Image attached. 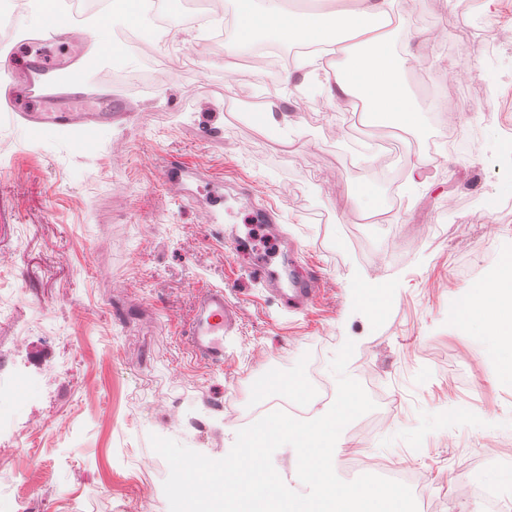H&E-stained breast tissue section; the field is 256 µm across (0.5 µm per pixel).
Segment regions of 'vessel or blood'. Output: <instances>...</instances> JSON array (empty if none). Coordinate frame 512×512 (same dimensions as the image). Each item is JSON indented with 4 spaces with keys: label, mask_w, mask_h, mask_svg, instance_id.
Returning a JSON list of instances; mask_svg holds the SVG:
<instances>
[{
    "label": "vessel or blood",
    "mask_w": 512,
    "mask_h": 512,
    "mask_svg": "<svg viewBox=\"0 0 512 512\" xmlns=\"http://www.w3.org/2000/svg\"><path fill=\"white\" fill-rule=\"evenodd\" d=\"M40 35L43 40L63 41L71 46L70 56L60 63L61 68L67 69L69 73L68 80L48 83V69L43 60L37 57L26 59L20 64L9 56L0 58V111H12L22 93L34 100L64 101L66 109L54 112L50 117L31 112L26 114L25 119L29 126L41 127L48 124L54 131L65 133L73 123L70 104L99 101L103 95L89 89L79 75L78 64L87 42L82 32L67 22L44 26ZM322 288V277L309 275L300 278L294 288L285 293V303L292 310L312 307L320 297ZM235 325V310L223 289L206 288L201 290L194 314L184 326L183 333L188 338L193 355L220 366L224 363L227 343L233 336Z\"/></svg>",
    "instance_id": "obj_1"
}]
</instances>
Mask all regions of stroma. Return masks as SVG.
<instances>
[{"mask_svg":"<svg viewBox=\"0 0 512 512\" xmlns=\"http://www.w3.org/2000/svg\"><path fill=\"white\" fill-rule=\"evenodd\" d=\"M462 4L396 0L418 35L406 81L422 112L383 164L356 155L344 102L327 96L335 58L287 83L266 70L259 86L241 50L190 22L156 49L176 70L160 86L140 82L141 50L114 56L112 30L95 33L83 80L125 119L28 130L24 100L0 116V500L38 467L25 512H169L151 435L223 458L230 414L329 375L348 340L347 373L372 383L380 427L343 430L337 473L361 454L419 471V503L467 477L512 495V381L456 322L471 279L512 258V0ZM33 8L0 14V42L23 57ZM455 69L466 85L448 110L437 96ZM164 157L181 165L182 196ZM254 204L301 247L282 248L279 267L327 280L310 310L289 311L225 245ZM364 276L388 284L378 301ZM203 288L237 312L221 368L180 333Z\"/></svg>","mask_w":512,"mask_h":512,"instance_id":"stroma-1","label":"stroma"}]
</instances>
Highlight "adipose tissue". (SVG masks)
I'll return each mask as SVG.
<instances>
[{"mask_svg":"<svg viewBox=\"0 0 512 512\" xmlns=\"http://www.w3.org/2000/svg\"><path fill=\"white\" fill-rule=\"evenodd\" d=\"M395 0H359L344 11L296 13L280 0H234V36L242 45L257 41L303 46L297 65L318 70L325 55L341 58L331 99L357 97L370 124L390 129L417 125L419 109L403 76L411 64L413 33L394 18ZM459 328L478 332L492 350L490 369L512 380V264L502 265L484 287L469 291L457 316Z\"/></svg>","mask_w":512,"mask_h":512,"instance_id":"1","label":"adipose tissue"}]
</instances>
